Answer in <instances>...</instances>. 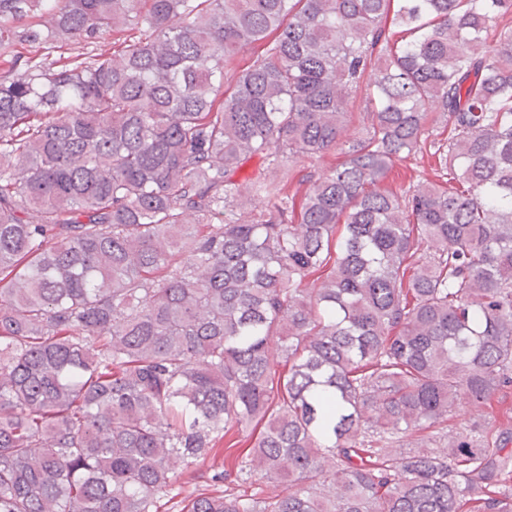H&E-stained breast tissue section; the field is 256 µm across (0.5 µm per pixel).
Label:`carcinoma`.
I'll return each mask as SVG.
<instances>
[{"mask_svg":"<svg viewBox=\"0 0 512 512\" xmlns=\"http://www.w3.org/2000/svg\"><path fill=\"white\" fill-rule=\"evenodd\" d=\"M511 14L0 0V48L129 31L0 79V512H160L233 429L214 481L281 490L181 512H512V432L390 449L512 386ZM421 151L440 181L384 186ZM349 112L351 113V123L348 128L347 136H358L364 127V117L366 112H370L367 103L365 102L364 91L352 93L349 99ZM342 161V156L339 154V151L331 149L323 153L319 158L313 160L311 163L308 161L305 163V168L303 169L302 163H294L292 161H287L284 163V167L280 175L287 174L288 181V193L293 194L296 193L297 197L300 198L307 191L309 184L305 181H302L303 175L310 170H319L326 171L330 170L338 163ZM223 489H227L232 492L246 491L247 494H257V497H264L279 490V487H275L271 483H267L265 479H261L260 476L255 475L246 484L238 485L237 483H230V479L224 484Z\"/></svg>","mask_w":512,"mask_h":512,"instance_id":"obj_1","label":"carcinoma"}]
</instances>
